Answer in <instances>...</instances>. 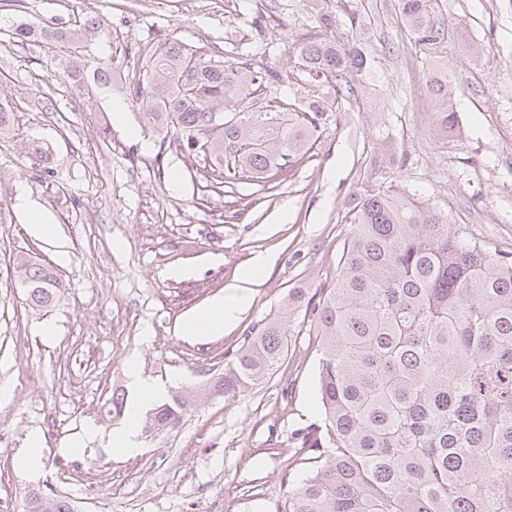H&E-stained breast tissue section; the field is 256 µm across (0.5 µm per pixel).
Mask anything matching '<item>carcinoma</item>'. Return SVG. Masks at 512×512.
I'll use <instances>...</instances> for the list:
<instances>
[{
	"mask_svg": "<svg viewBox=\"0 0 512 512\" xmlns=\"http://www.w3.org/2000/svg\"><path fill=\"white\" fill-rule=\"evenodd\" d=\"M330 2L309 0L317 32L299 46L296 65L319 92L292 107L267 96L289 78L288 64L226 65L205 44L170 39L138 46L129 73L109 60L68 77L86 88L124 82L143 123L165 133L168 147L202 157L217 181L282 182L320 138L326 114L358 104L355 76L373 65L356 44L323 37L338 27ZM433 2L398 0V24L421 45L447 36ZM0 29L11 45L71 57L84 37L109 38L88 19L68 29L43 21ZM426 88L440 128H453L448 71L430 69ZM17 112L0 97V135L15 130ZM349 213L354 231L336 273L288 293V315H302L316 343L321 419L297 434L313 455L284 512H512V257L390 186L352 194ZM16 270L31 283L29 306L59 299L51 266L20 255ZM287 332L284 316L254 325L204 392L230 399L259 383L288 351ZM196 398L173 393L145 430L180 420Z\"/></svg>",
	"mask_w": 512,
	"mask_h": 512,
	"instance_id": "cac0c4a2",
	"label": "carcinoma"
}]
</instances>
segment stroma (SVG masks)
I'll use <instances>...</instances> for the list:
<instances>
[{"label": "stroma", "instance_id": "stroma-1", "mask_svg": "<svg viewBox=\"0 0 512 512\" xmlns=\"http://www.w3.org/2000/svg\"><path fill=\"white\" fill-rule=\"evenodd\" d=\"M332 2L335 37L376 59L368 90L359 109L329 113L310 157L267 191L216 183L201 158L162 148L157 131L128 136L109 107L126 98L120 83L89 92L68 79L67 55L0 44V95L22 107L19 137H0V387L9 389L0 512H24L34 488L69 496L81 512H282L308 468L294 437L320 417L318 356L298 322L277 371L235 398H199L120 457L106 446L120 421L108 405L113 391L132 396L130 368L171 393L203 388L254 324L284 312L291 288L333 275L356 192L405 189L512 253V0H437L448 33L435 49L401 30L397 0ZM359 8L372 20L360 35L349 22ZM0 17L59 28L100 20L112 40L93 43L90 69L165 38L276 68L314 32L306 0H0ZM433 65L454 81L457 121L445 133L425 87ZM29 139L45 159L26 153ZM394 152L404 164L390 163ZM21 193L51 215L53 236L31 232L15 206ZM21 251L63 281L52 306H27ZM259 259V283L233 325L219 336L182 332ZM34 433L43 469L32 476L18 458ZM78 439L83 452L64 454Z\"/></svg>", "mask_w": 512, "mask_h": 512}]
</instances>
